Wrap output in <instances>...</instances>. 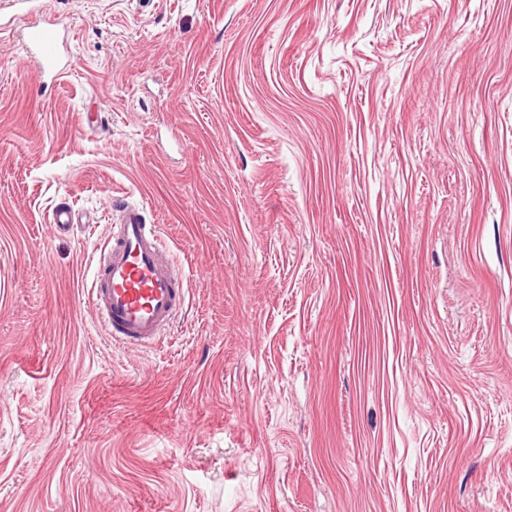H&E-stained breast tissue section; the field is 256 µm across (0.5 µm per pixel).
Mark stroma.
<instances>
[{
  "label": "stroma",
  "mask_w": 512,
  "mask_h": 512,
  "mask_svg": "<svg viewBox=\"0 0 512 512\" xmlns=\"http://www.w3.org/2000/svg\"><path fill=\"white\" fill-rule=\"evenodd\" d=\"M6 2L0 512H512V0H44L49 89ZM117 197L185 275L148 348ZM62 50L64 35L61 37L56 23L29 26L23 39L24 56L37 67L40 77L52 75L53 82L64 77L69 67L62 64ZM112 214L118 217L93 270L92 304L113 342L151 345L184 303V277L167 258L159 231L146 224L138 205L115 202ZM51 222L64 231L73 229L74 224H89L83 222L79 214L67 203H60L54 208Z\"/></svg>",
  "instance_id": "obj_1"
}]
</instances>
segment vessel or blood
Wrapping results in <instances>:
<instances>
[{"label": "vessel or blood", "mask_w": 512, "mask_h": 512, "mask_svg": "<svg viewBox=\"0 0 512 512\" xmlns=\"http://www.w3.org/2000/svg\"><path fill=\"white\" fill-rule=\"evenodd\" d=\"M64 39L56 24L29 26L23 40L27 61L39 74L64 77ZM117 219L100 248L90 288L96 315L113 342L147 346L170 326L184 303V277L166 256L156 226L127 201L112 205Z\"/></svg>", "instance_id": "b4317fda"}]
</instances>
